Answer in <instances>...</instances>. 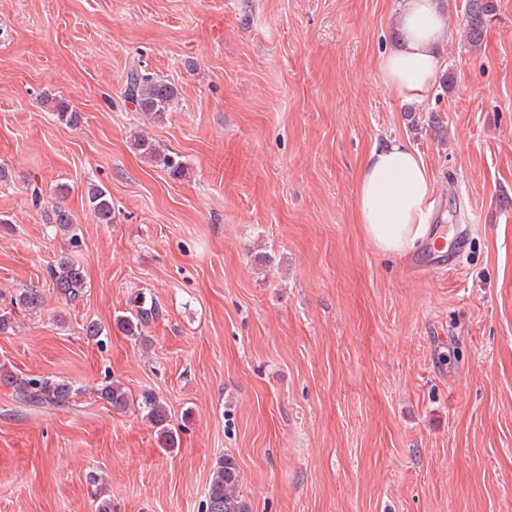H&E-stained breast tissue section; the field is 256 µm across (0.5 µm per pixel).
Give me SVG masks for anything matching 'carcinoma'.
<instances>
[{"label": "carcinoma", "mask_w": 512, "mask_h": 512, "mask_svg": "<svg viewBox=\"0 0 512 512\" xmlns=\"http://www.w3.org/2000/svg\"><path fill=\"white\" fill-rule=\"evenodd\" d=\"M494 12V0H465L462 21L471 46L477 47L483 42L487 24L494 16ZM125 97L135 107V111L154 121H161L170 111L172 104L178 100L179 90L175 84L158 79L134 64L126 74ZM42 104L48 111L55 113L58 120L72 127L80 124L79 113L69 108L65 100L47 94ZM134 148L170 175H182L184 166L180 156L162 147L147 135H138L134 139ZM86 200L88 208L100 223H112V198L106 189L97 185L88 187ZM44 220L68 236L71 246H79L76 226L64 206L56 205L52 211L44 213ZM48 275L52 288L66 302L74 303L83 297L86 288L85 275L78 262L71 257L60 256L57 262L48 268ZM135 302L137 305L134 314L117 319L118 327L125 335L132 337L141 335L143 329L158 319L162 313L160 306L155 303L148 307L144 306V299L140 295L135 298ZM43 305L44 294L40 289H19V293L10 298V304L0 308V333L14 331L15 310L37 312ZM0 383L12 390L17 402L32 410L69 409L77 394V389L69 382L47 376L26 377L5 365L0 367ZM99 397L110 404L113 410L121 413L136 402L118 380L104 385L99 390ZM136 403L144 416L157 428L163 449L177 448V436L170 426V416L164 402L152 394H146ZM239 484L240 471L234 459L229 455L217 459L205 491L204 512H248V505L239 493Z\"/></svg>", "instance_id": "1"}]
</instances>
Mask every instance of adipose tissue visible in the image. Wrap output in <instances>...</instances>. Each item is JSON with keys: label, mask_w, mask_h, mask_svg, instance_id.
<instances>
[{"label": "adipose tissue", "mask_w": 512, "mask_h": 512, "mask_svg": "<svg viewBox=\"0 0 512 512\" xmlns=\"http://www.w3.org/2000/svg\"><path fill=\"white\" fill-rule=\"evenodd\" d=\"M395 36L381 57L387 90L407 103L430 95L455 35L446 0H395ZM430 173L407 141L376 143L355 175L354 217L376 251L403 256L427 239Z\"/></svg>", "instance_id": "obj_1"}]
</instances>
